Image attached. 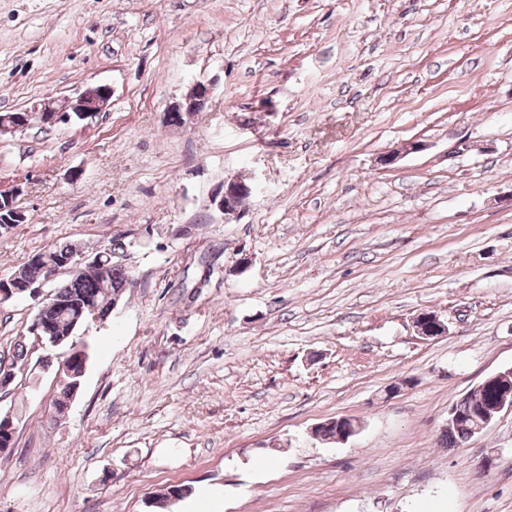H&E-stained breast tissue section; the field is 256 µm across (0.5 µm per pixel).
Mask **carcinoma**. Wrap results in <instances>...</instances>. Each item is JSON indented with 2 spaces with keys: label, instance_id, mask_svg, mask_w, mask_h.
Returning <instances> with one entry per match:
<instances>
[{
  "label": "carcinoma",
  "instance_id": "carcinoma-1",
  "mask_svg": "<svg viewBox=\"0 0 512 512\" xmlns=\"http://www.w3.org/2000/svg\"><path fill=\"white\" fill-rule=\"evenodd\" d=\"M85 245L78 242H65L35 254L18 272L15 281L29 284L43 278V267L57 262L65 256H74L82 252ZM124 250L121 242L113 244V249L102 251L97 262L88 263L84 268L69 274L63 282L51 281L48 287L55 299V304L40 307L33 320L21 331V335L30 336L36 341H47L54 337L64 342L71 340L78 330L98 313L99 319L110 314L112 302L118 300L123 290L130 283L127 268L114 261V253ZM29 350L23 343L15 345L10 368L21 373L28 362ZM88 361L84 349L74 351L67 360L68 379L81 381ZM496 397L494 387L488 385L476 387L457 400L455 411L457 419L448 424L445 431V443L454 446L458 442L473 437L477 410L493 402Z\"/></svg>",
  "mask_w": 512,
  "mask_h": 512
}]
</instances>
